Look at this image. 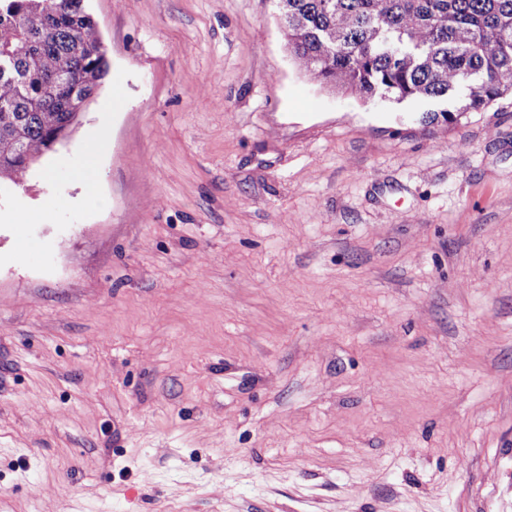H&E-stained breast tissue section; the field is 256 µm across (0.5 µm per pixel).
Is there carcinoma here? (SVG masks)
<instances>
[{"label":"carcinoma","mask_w":512,"mask_h":512,"mask_svg":"<svg viewBox=\"0 0 512 512\" xmlns=\"http://www.w3.org/2000/svg\"><path fill=\"white\" fill-rule=\"evenodd\" d=\"M297 70L361 101L485 112L512 100V0H274ZM21 79L0 77V179L17 184L72 127L56 81L90 98L108 71L85 0H0V53Z\"/></svg>","instance_id":"obj_1"}]
</instances>
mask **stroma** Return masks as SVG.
<instances>
[{
    "label": "stroma",
    "mask_w": 512,
    "mask_h": 512,
    "mask_svg": "<svg viewBox=\"0 0 512 512\" xmlns=\"http://www.w3.org/2000/svg\"><path fill=\"white\" fill-rule=\"evenodd\" d=\"M87 6L101 88L0 181V512H512V104L312 84L273 0Z\"/></svg>",
    "instance_id": "1"
}]
</instances>
